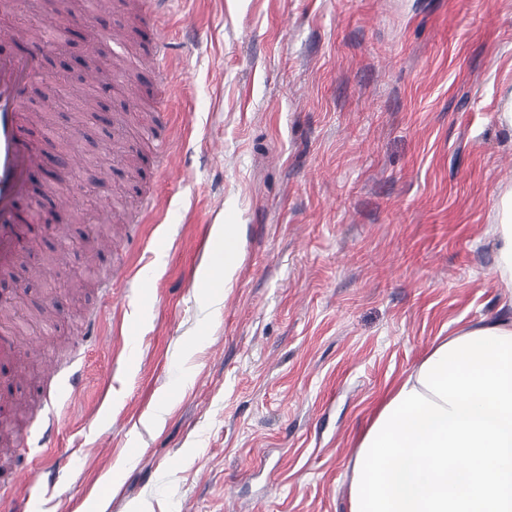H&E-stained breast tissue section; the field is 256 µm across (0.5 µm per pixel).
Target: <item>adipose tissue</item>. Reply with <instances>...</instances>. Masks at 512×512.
I'll return each instance as SVG.
<instances>
[{
  "instance_id": "ef3b65f1",
  "label": "adipose tissue",
  "mask_w": 512,
  "mask_h": 512,
  "mask_svg": "<svg viewBox=\"0 0 512 512\" xmlns=\"http://www.w3.org/2000/svg\"><path fill=\"white\" fill-rule=\"evenodd\" d=\"M235 238L219 226L207 297L242 260ZM349 469L347 512H512V319L434 343L390 387Z\"/></svg>"
}]
</instances>
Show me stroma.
I'll return each mask as SVG.
<instances>
[{
	"instance_id": "35a3bbf8",
	"label": "stroma",
	"mask_w": 512,
	"mask_h": 512,
	"mask_svg": "<svg viewBox=\"0 0 512 512\" xmlns=\"http://www.w3.org/2000/svg\"><path fill=\"white\" fill-rule=\"evenodd\" d=\"M22 0L0 27L74 24L27 88L71 84L130 49L171 50L143 72L140 105L113 82L111 124L58 96L23 137L44 155L60 135L78 165L58 178L75 250L38 225L13 285L32 348L0 364L20 429L59 420L45 454L7 450L0 512H347L348 462L389 387L439 339L512 314L497 271L499 203L512 189V0H171L161 18L110 0ZM172 99L165 127L151 114ZM166 142L177 172L158 166ZM155 208L138 212L144 195ZM133 237L91 241L110 208ZM238 227L244 260L217 299L197 284L214 227ZM102 343L84 341L89 317ZM85 364L62 398L60 377ZM33 470L53 483L22 482Z\"/></svg>"
}]
</instances>
